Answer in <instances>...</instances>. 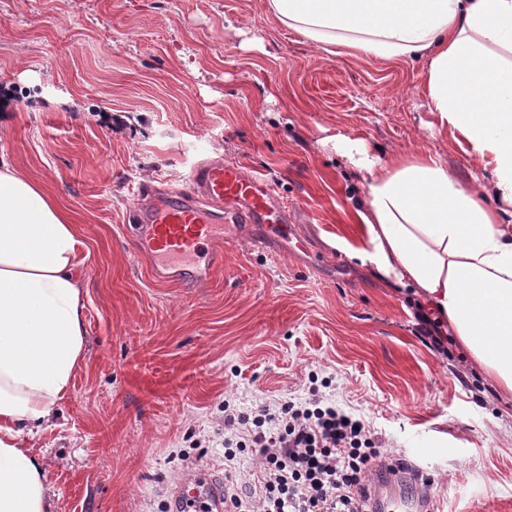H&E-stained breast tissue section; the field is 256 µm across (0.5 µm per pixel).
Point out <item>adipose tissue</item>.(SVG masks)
<instances>
[{
	"label": "adipose tissue",
	"instance_id": "ef3b65f1",
	"mask_svg": "<svg viewBox=\"0 0 512 512\" xmlns=\"http://www.w3.org/2000/svg\"><path fill=\"white\" fill-rule=\"evenodd\" d=\"M317 50L425 61L429 111L467 142L462 184L426 151L360 153L352 256L447 323L512 394V0H266ZM85 244L43 187L0 156V512H49L33 439L85 361Z\"/></svg>",
	"mask_w": 512,
	"mask_h": 512
}]
</instances>
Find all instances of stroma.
Returning <instances> with one entry per match:
<instances>
[{
	"mask_svg": "<svg viewBox=\"0 0 512 512\" xmlns=\"http://www.w3.org/2000/svg\"><path fill=\"white\" fill-rule=\"evenodd\" d=\"M422 66L330 56L265 0H0V155L67 210L85 242L86 359L34 439L51 512H172L203 469L235 485L224 407L320 395L433 479L430 512H512V396L462 350L420 341L414 298L336 248L362 174L420 149L471 180ZM210 156L268 180L290 224L224 229L207 286L154 281L126 232L134 190L182 189Z\"/></svg>",
	"mask_w": 512,
	"mask_h": 512,
	"instance_id": "1",
	"label": "stroma"
}]
</instances>
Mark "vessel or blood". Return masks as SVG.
Masks as SVG:
<instances>
[{"label": "vessel or blood", "mask_w": 512, "mask_h": 512, "mask_svg": "<svg viewBox=\"0 0 512 512\" xmlns=\"http://www.w3.org/2000/svg\"><path fill=\"white\" fill-rule=\"evenodd\" d=\"M139 208L129 213L127 222L140 252L151 260L156 279L171 282L208 283L224 264L219 250L217 223L285 224L288 206L276 194L272 184L244 171L228 161L202 160L188 175L187 188L158 191L139 187ZM204 255V269L185 278L183 258ZM175 512H188L190 506L206 512H226L224 486L200 473L181 482L173 495ZM370 512H427L426 498L402 495L398 482L375 484L370 495Z\"/></svg>", "instance_id": "1"}]
</instances>
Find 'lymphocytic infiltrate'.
<instances>
[{
  "label": "lymphocytic infiltrate",
  "mask_w": 512,
  "mask_h": 512,
  "mask_svg": "<svg viewBox=\"0 0 512 512\" xmlns=\"http://www.w3.org/2000/svg\"><path fill=\"white\" fill-rule=\"evenodd\" d=\"M224 458L260 461L255 512H366L370 475L386 464L363 420L335 403L284 401L224 416Z\"/></svg>",
  "instance_id": "obj_1"
}]
</instances>
